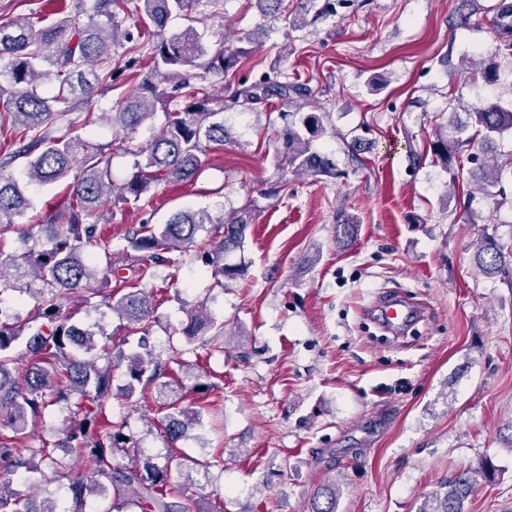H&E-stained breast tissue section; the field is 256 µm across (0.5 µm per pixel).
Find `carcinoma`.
<instances>
[{
    "instance_id": "carcinoma-1",
    "label": "carcinoma",
    "mask_w": 512,
    "mask_h": 512,
    "mask_svg": "<svg viewBox=\"0 0 512 512\" xmlns=\"http://www.w3.org/2000/svg\"><path fill=\"white\" fill-rule=\"evenodd\" d=\"M129 0H77L74 9L87 16L78 24L65 15L37 27L21 24L10 30L0 28V112L11 119L19 147L0 161L7 167L22 160L23 177L33 186H46L66 179L73 168L80 174L69 186L65 223L54 218L47 224L53 232L43 242L19 251L0 247V295L10 290L21 295L36 292L37 305L31 320L0 309V512H83L67 509L55 499L41 503L23 501L9 491L11 476L20 470L34 472L46 463L68 480L72 499L80 502L86 484L71 465L56 455L86 456L94 464V476L112 489V505L105 512H222L220 508L195 506L184 491L171 487V468L142 454L134 437L124 432L125 422L112 421V370L126 365L127 382L122 398H132L139 386L156 385L159 398L168 397L171 383L181 382L168 362H161L147 348L156 323L152 296L132 290L113 299L112 276L120 267L112 263L119 253L137 264L139 276H153L152 268L174 266L195 248L194 260L202 263L217 280H233L242 275L240 264H229L226 256L244 250L253 223L254 202L235 211L227 219L215 220L206 211L179 210L164 224H140L130 229L121 248L112 249V238L99 231V224L122 205L139 206L152 187L161 181L190 182L201 167V155L224 148L229 139L224 112L234 108L252 109L272 100L295 107L292 120L281 133V157L293 172L313 177L335 174L329 159L312 150L314 138L325 132L329 114L302 112L300 101L309 88L288 76L285 70L263 74L249 83H234L228 73L253 53L251 35L237 38L212 51L193 27L168 29L175 16L200 0H136L138 26L153 27L156 41L150 48L151 67L126 95L121 107L106 116L112 128L132 134L151 119L156 104L172 108L164 112V123L145 145H134L129 153L140 158L135 172L122 183L111 175L109 157L103 147H93L75 129L89 123L91 113L80 109L101 83L113 81L112 45L123 38L134 41L133 33L121 27L119 13H127ZM302 12L289 21L303 27L304 16L314 20L336 13V0H300ZM497 43L495 56L480 61L479 76L489 86L501 84L512 75L496 58H512V2L501 0L488 21ZM225 80L220 92H210L209 77ZM512 137V100H487L466 113H448L435 126L430 143L433 158L451 171L462 147L470 148L471 179L481 182L483 200L494 206L506 195L503 178L512 176V150L504 153L500 144ZM31 207L18 179L0 171V244L16 229L17 219ZM484 224L474 252L475 266L489 279L496 277L512 284V237L499 234V226L480 212L472 223ZM212 225L208 239L199 243L197 235ZM84 293L87 312L106 308L141 333L143 352L130 357L112 354L95 340L89 326L72 322L68 299ZM224 336V323L215 321L198 308L188 313L182 334L187 343L205 349L208 342L199 336ZM23 345L32 365L16 374L12 352ZM107 361L104 366L99 360ZM161 420L167 440L174 444L188 438L189 429L199 423L201 409L186 408L176 402L166 404ZM61 417V438L38 448L19 446L32 421ZM495 470L486 464L481 470L463 469L432 493L435 503L420 512H465L464 503L479 481L492 482ZM336 484L317 490L312 512H336Z\"/></svg>"
}]
</instances>
